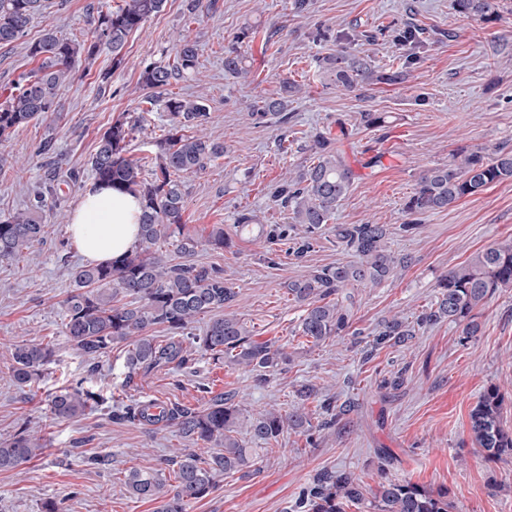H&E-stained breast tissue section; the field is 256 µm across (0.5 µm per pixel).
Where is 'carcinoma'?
<instances>
[{"instance_id":"cac0c4a2","label":"carcinoma","mask_w":512,"mask_h":512,"mask_svg":"<svg viewBox=\"0 0 512 512\" xmlns=\"http://www.w3.org/2000/svg\"><path fill=\"white\" fill-rule=\"evenodd\" d=\"M165 0H123L112 11L91 20L81 41L62 38L49 30L30 43V57L41 60L11 91L0 106V142L16 130L55 111L57 88L71 75L80 60L91 62L103 45L112 49L113 65L122 63L121 52L130 34L161 12ZM42 0H0V45H10L27 32ZM499 0H453L456 12L467 17L490 20L498 15ZM198 64V45L187 35L178 39L173 64L151 63L140 74L146 89L160 90ZM320 74L329 84L350 92L374 84H400L403 68L392 65L377 71L363 50L339 43L336 51L323 57ZM224 72L248 78L247 56L237 47L224 51ZM301 86L288 81L283 94L258 102L249 112L254 123L288 121V96ZM168 128L156 140L157 165L153 177L142 178L141 160L126 155L127 144L137 125L115 121L100 137L89 164L95 183L119 191L137 193L143 200L141 231L134 249L115 261L99 265H74L70 277L74 289L64 301L63 333L71 346L87 357L91 368L114 344H125L127 373L149 371L169 365L184 366L191 361L190 349L198 346L219 363L251 372L280 369L291 362L285 347L253 339L246 323L229 311L236 293L224 285L215 268L196 262L199 241L185 232L186 180L203 170L212 159L224 155V145L203 134L208 119L206 98L170 97L163 103ZM194 128L192 134L185 129ZM348 130L319 131L312 136L311 161L295 173H288L272 191L273 199L291 208L298 232L288 226L272 229V238L288 245V254L303 256L311 249L315 235L329 223L339 203L347 196L354 171L340 144ZM512 180V150L488 153L481 147L462 149L443 166L425 169L413 194L405 203L412 220L403 224L406 232L418 226L422 216L448 209L460 199L481 193L498 182ZM58 194L50 184L38 190L23 210L0 216V262H12L19 253L48 233L45 212L48 200ZM336 241L351 252L354 260L311 271L287 284L288 295L306 306L297 332L306 343L319 345L345 336L350 330L353 297L346 288L353 284L378 285L397 270L408 266L409 258L395 254L389 246L384 224H337ZM173 250H167L164 245ZM434 304L426 307L415 324L399 316L383 320L376 343L405 344L415 328L448 321L461 327L464 337L479 330L476 317L487 300L512 288V237L478 251L467 262L452 268L438 281ZM214 314L203 335L192 332L198 317ZM165 327L173 337L165 344L148 332ZM53 357V349L41 342H18L10 349L7 370L19 387L39 376ZM107 402L102 391L78 382L49 399L50 415L69 421ZM504 396L496 384L487 386L472 407L470 437L487 460L512 455V429L502 420ZM322 418L312 423L305 404L291 410L263 411L249 420L250 442L279 443L288 428L307 436L337 426L340 413L330 400L320 404ZM117 418L144 426H172L195 444L212 450L206 457L193 448H182L171 459L176 486L167 487L164 473H142L131 469L124 485L135 498L159 503L157 512H187L189 503L206 496L218 473L232 474L247 467L253 449L238 436L240 412L222 395L211 398L200 409L163 407L153 400H133L117 410ZM45 444L35 431L24 429L0 444V470L15 469L42 453ZM351 504H363L369 512H456L448 489L433 490L409 479L386 480L368 493L355 474L338 471L316 478L303 492L301 512H346Z\"/></svg>"}]
</instances>
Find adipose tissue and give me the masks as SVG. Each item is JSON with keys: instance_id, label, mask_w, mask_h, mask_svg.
<instances>
[{"instance_id": "adipose-tissue-1", "label": "adipose tissue", "mask_w": 512, "mask_h": 512, "mask_svg": "<svg viewBox=\"0 0 512 512\" xmlns=\"http://www.w3.org/2000/svg\"><path fill=\"white\" fill-rule=\"evenodd\" d=\"M140 214L141 200L134 193L94 185L71 213L69 233L86 260L105 263L135 247Z\"/></svg>"}]
</instances>
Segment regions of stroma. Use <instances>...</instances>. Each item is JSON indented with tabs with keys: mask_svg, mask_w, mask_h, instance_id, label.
Segmentation results:
<instances>
[{
	"mask_svg": "<svg viewBox=\"0 0 512 512\" xmlns=\"http://www.w3.org/2000/svg\"><path fill=\"white\" fill-rule=\"evenodd\" d=\"M215 0L208 11L189 13L188 0H166L162 11L132 33L121 65L101 49L91 63H78L57 90V109L30 122L0 145L18 158L0 171V215L24 208L49 178L61 179L59 198L48 217L49 234L19 261L0 263V441L12 439L24 423L38 426L43 455L12 470H0V512H42L44 502L65 512H156L153 502L133 498L124 486L127 471L166 469L177 449L190 447L175 428L153 430L113 419L110 407L89 410L64 423L48 416L46 395L74 380L103 388L129 401L154 398L165 405L203 407L224 394L244 414L292 408L302 387L336 396L348 406L345 429H326L307 441L285 431L278 445L256 450L252 467L220 475L188 512H296L302 490L323 472L347 471L376 490L382 478L409 479L447 488L456 512H512V455L488 461L469 435V412L484 388L500 386L503 422L512 428V289L496 294L480 310L477 336L443 322L417 329L407 348L375 345L382 319L415 321L434 300L439 277L490 244L512 237V182L491 185L448 210L422 218L417 230L402 229L404 203L422 169L447 163L466 146L512 150V0H501L500 16L482 22L461 14L452 0ZM121 0H46L24 37L0 46V103L16 83L35 70L29 43L46 30L79 39L89 17L114 9ZM418 29L423 42L399 45L392 32ZM249 39H241L243 30ZM350 39L375 34L369 53L377 67H405L396 85L375 84L348 92L325 84L315 59L336 49L337 33ZM200 46L194 74L173 80L171 97L205 95L210 118L206 133L224 146L187 184L185 230L201 242L196 259L220 269L234 288L235 311L256 340L287 344L291 364L260 383L252 372L217 365L194 352L187 366L127 375L123 345L113 346L97 370L72 349L62 333L63 302L71 292V266L83 263L68 230V217L94 184L89 159L103 132L116 120L138 121L127 147L132 158L151 157L167 114L145 112L143 68L174 59L179 35ZM241 41L250 82L224 72V49ZM110 71L109 80L101 72ZM302 89L290 98L287 125L252 124L256 100L281 94L285 81ZM381 112L384 127H365L360 116ZM344 124L341 149L356 178L333 217L337 224H384L390 246L410 264L376 287L352 288L351 335L312 347L295 335L303 305L289 300V281L316 267L350 261L332 231H322L302 258L286 245L239 235L235 218L244 209L260 224H292L291 209L270 194L286 169L308 165L310 134ZM53 145L40 153L43 142ZM220 224L232 241L216 250L205 241ZM50 344L55 357L40 381L19 387L4 370L14 342ZM403 373L401 389L382 388L383 378ZM110 454L111 469L88 463Z\"/></svg>",
	"mask_w": 512,
	"mask_h": 512,
	"instance_id": "1",
	"label": "stroma"
}]
</instances>
